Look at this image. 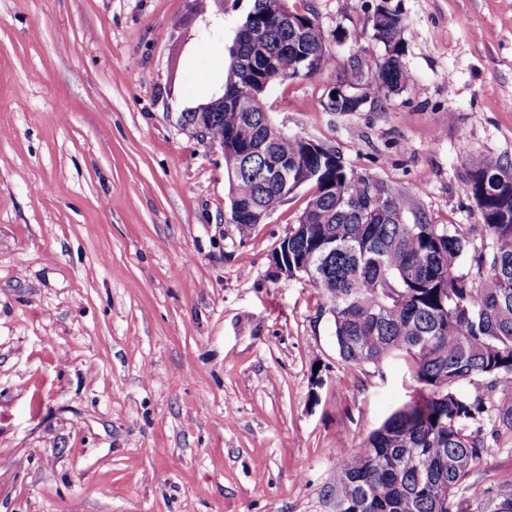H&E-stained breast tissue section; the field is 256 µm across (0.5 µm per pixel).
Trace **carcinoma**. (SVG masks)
<instances>
[{
  "mask_svg": "<svg viewBox=\"0 0 512 512\" xmlns=\"http://www.w3.org/2000/svg\"><path fill=\"white\" fill-rule=\"evenodd\" d=\"M384 28L372 37L385 53L365 55L364 72L348 61L322 106L355 112L404 89L403 14L385 4ZM279 0H253L229 50L224 95L245 84L309 77L332 65L326 35L314 15L295 13L301 26L278 17ZM209 138H230L248 153L224 155L232 199L269 215L289 199L282 185L262 180L268 158L299 164L309 196L305 223L279 244L282 257L308 278L328 307L342 359L354 366L401 357L414 389L409 400L340 455L336 485L349 480L360 494L338 512H463L467 499L481 512H512V490L477 492L474 469L486 448L483 423L512 440V164L494 156L469 162L466 192L481 222L452 232L418 217L405 220L396 187L346 167L324 143L311 152L297 136L276 132L263 103L243 99L204 116ZM471 254L469 267L460 259ZM487 381L497 398L486 402L462 386Z\"/></svg>",
  "mask_w": 512,
  "mask_h": 512,
  "instance_id": "1",
  "label": "carcinoma"
}]
</instances>
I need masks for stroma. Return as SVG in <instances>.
<instances>
[{
	"instance_id": "obj_1",
	"label": "stroma",
	"mask_w": 512,
	"mask_h": 512,
	"mask_svg": "<svg viewBox=\"0 0 512 512\" xmlns=\"http://www.w3.org/2000/svg\"><path fill=\"white\" fill-rule=\"evenodd\" d=\"M376 2L289 0L344 40L264 108L406 221L479 223L470 158L512 163V0H387L409 85L325 111L349 56L384 51ZM252 4L0 0V512H336L340 451L408 399L403 360L345 363L315 288L272 266L305 191L241 231L222 156L178 122ZM474 478L511 486L512 447Z\"/></svg>"
}]
</instances>
